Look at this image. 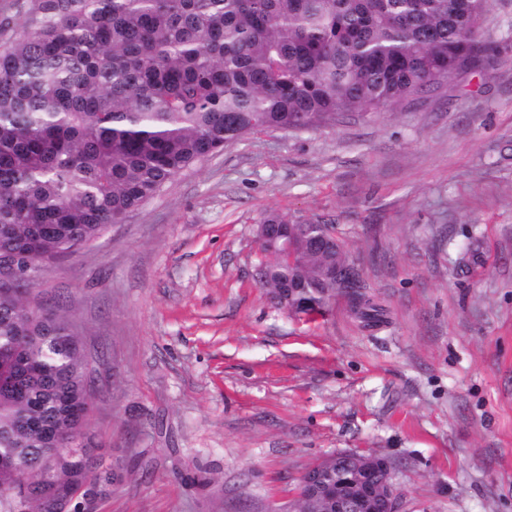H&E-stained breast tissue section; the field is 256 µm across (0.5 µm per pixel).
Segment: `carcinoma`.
I'll return each mask as SVG.
<instances>
[{
  "label": "carcinoma",
  "mask_w": 512,
  "mask_h": 512,
  "mask_svg": "<svg viewBox=\"0 0 512 512\" xmlns=\"http://www.w3.org/2000/svg\"><path fill=\"white\" fill-rule=\"evenodd\" d=\"M490 0H27L0 19V252L76 254L183 170L258 130L303 131L393 110L490 59ZM266 260L265 289L297 281L294 313L350 293L366 326L385 307L345 263ZM28 309L22 322L16 313ZM67 319L29 293L0 295V512L18 472L50 494L27 512H73L86 461L77 444L43 476V448L80 424L91 379Z\"/></svg>",
  "instance_id": "carcinoma-1"
}]
</instances>
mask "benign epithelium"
Returning <instances> with one entry per match:
<instances>
[{"label":"benign epithelium","mask_w":512,"mask_h":512,"mask_svg":"<svg viewBox=\"0 0 512 512\" xmlns=\"http://www.w3.org/2000/svg\"><path fill=\"white\" fill-rule=\"evenodd\" d=\"M255 240L260 254L289 258L294 247L346 256L336 237L292 231L290 224H259ZM393 462L383 453L342 452L310 467L302 476L298 503L302 512H394Z\"/></svg>","instance_id":"7a95c632"}]
</instances>
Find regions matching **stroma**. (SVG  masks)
<instances>
[{"mask_svg": "<svg viewBox=\"0 0 512 512\" xmlns=\"http://www.w3.org/2000/svg\"><path fill=\"white\" fill-rule=\"evenodd\" d=\"M490 63L398 108L262 130L44 265L96 388L88 435L125 465L99 512H295L310 466L393 464L401 512H512V0ZM272 212L333 225L366 290L312 316L251 278Z\"/></svg>", "mask_w": 512, "mask_h": 512, "instance_id": "obj_1", "label": "stroma"}]
</instances>
